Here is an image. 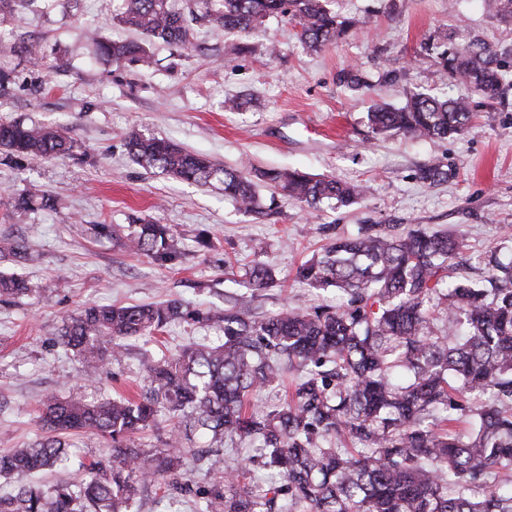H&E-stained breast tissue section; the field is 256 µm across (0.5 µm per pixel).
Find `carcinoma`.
I'll list each match as a JSON object with an SVG mask.
<instances>
[{
	"mask_svg": "<svg viewBox=\"0 0 512 512\" xmlns=\"http://www.w3.org/2000/svg\"><path fill=\"white\" fill-rule=\"evenodd\" d=\"M224 30L247 36L269 17L288 18L302 43L318 51L366 17L343 18L325 0H198ZM119 21L178 53L197 51L171 0H123ZM97 55L121 66L153 67L147 45L94 40ZM240 53L274 56L273 44L244 42ZM434 62L451 86H466L487 101L512 89V49L495 48L454 28L438 36ZM401 107L379 106L366 115L369 133L393 131L417 138H448L472 128V102L421 90L405 92ZM131 158L146 170L200 184L221 173L224 196L239 209L267 215L258 185L307 206H350L366 194L360 183L315 177L296 168H218L208 158L165 139L131 132ZM74 141L64 131L21 121L0 123V153L10 159L63 157ZM16 210L54 206L40 190L15 194ZM122 246L170 261L174 230L144 221ZM460 236L421 227L397 234L368 225L313 255L296 276L316 289L346 297L339 308L285 307L263 319L246 310L201 311L170 299L138 305L86 306L63 319L58 344L77 357L95 383L120 360L126 341L162 331L176 321L212 323L224 332L214 346L186 345L177 355L146 365L137 398L91 401L75 392L47 396L45 435L0 456V477L15 480L0 494V512H126L147 484L192 492L184 470V440L211 439L198 454L221 470L224 439H250L264 451L262 467L275 477L267 487L225 477L204 493L198 512H512V257L492 255L485 284L451 275ZM31 259L21 240L0 242V261ZM252 287L272 286L274 270L255 263ZM21 276L0 275V297L32 294ZM437 301L442 319L429 304ZM298 373L291 401L247 409L252 392ZM171 422L168 447L148 454L140 434ZM465 421L469 428L457 429ZM92 432L119 458L85 470L75 485L47 495L27 483L33 473L68 460L63 436Z\"/></svg>",
	"mask_w": 512,
	"mask_h": 512,
	"instance_id": "carcinoma-1",
	"label": "carcinoma"
}]
</instances>
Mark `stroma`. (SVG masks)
I'll list each match as a JSON object with an SVG mask.
<instances>
[{
  "mask_svg": "<svg viewBox=\"0 0 512 512\" xmlns=\"http://www.w3.org/2000/svg\"><path fill=\"white\" fill-rule=\"evenodd\" d=\"M184 13L197 52L179 56L154 41L150 71L116 67L94 56L88 32L106 40L134 38L120 24L121 0H35L0 15V70L11 74L0 93V122L22 120L67 131L75 142L62 158H0V238L26 243L31 260L0 262L33 288L21 299L0 300V453L41 437L39 403L49 394L84 393L88 399L131 397L144 383L149 359L183 345L219 344L214 327L174 322L153 336L129 340L94 387L82 365L57 344L62 318L87 304L133 305L178 299L201 309L244 308L263 318L284 307L336 305L335 290L299 281L297 267L339 238L367 224L462 233L466 262L458 275L479 280L493 253L512 252V103L475 109L469 133L421 140L397 133L372 138L366 114L377 103L401 106L405 89L423 86L440 95L447 87L422 50L437 33L462 24L496 47L512 46V24L498 20L492 0H328L343 17H369L365 27L319 51L308 50L287 18H271L250 39L273 41L274 56H244L240 38L204 18L193 0H174ZM35 41L44 64L32 66L15 52ZM358 66L371 91L351 90L342 79ZM247 99L229 112L225 99ZM165 138L220 167L297 168L367 185L358 204H322L309 210L278 198L270 218L238 209L219 181L198 185L146 170L125 147L129 132ZM439 164L444 180L421 177ZM36 185L57 201L53 210H12L11 194ZM172 225L179 253L163 263L127 253L119 244L136 220ZM112 225L116 237L95 227ZM210 247H201L200 234ZM265 251L255 254L257 242ZM272 268L273 286L253 289L243 278L254 262ZM72 459L63 468L36 474L44 490L75 482L84 465L108 462L104 439L82 433L69 438ZM193 494L148 486L131 512H195L197 492L222 484V475L187 457Z\"/></svg>",
  "mask_w": 512,
  "mask_h": 512,
  "instance_id": "1",
  "label": "stroma"
}]
</instances>
